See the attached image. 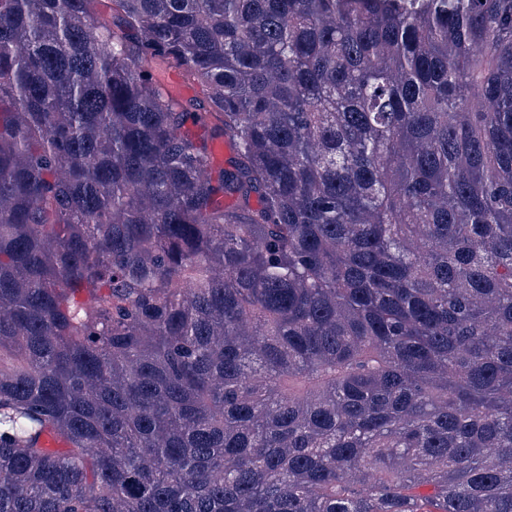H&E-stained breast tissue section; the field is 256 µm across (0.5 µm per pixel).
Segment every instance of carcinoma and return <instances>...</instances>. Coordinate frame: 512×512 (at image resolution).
I'll return each mask as SVG.
<instances>
[{"mask_svg": "<svg viewBox=\"0 0 512 512\" xmlns=\"http://www.w3.org/2000/svg\"><path fill=\"white\" fill-rule=\"evenodd\" d=\"M97 3L0 0V512H512V0ZM156 75L158 80L178 99L203 97L205 94L200 85L184 78L178 70L156 66Z\"/></svg>", "mask_w": 512, "mask_h": 512, "instance_id": "obj_1", "label": "carcinoma"}]
</instances>
